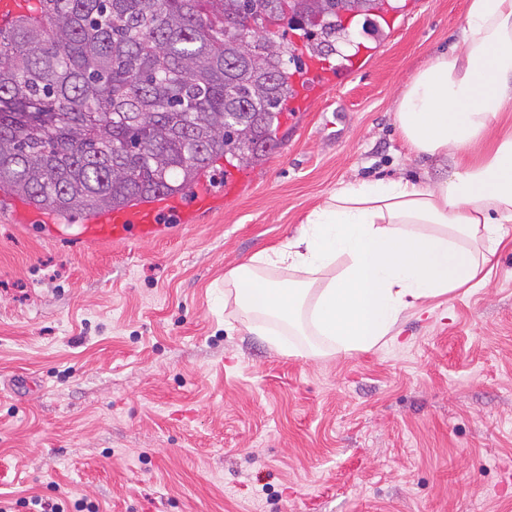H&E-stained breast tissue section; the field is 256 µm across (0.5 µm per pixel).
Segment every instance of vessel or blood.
Masks as SVG:
<instances>
[{
	"label": "vessel or blood",
	"instance_id": "obj_1",
	"mask_svg": "<svg viewBox=\"0 0 512 512\" xmlns=\"http://www.w3.org/2000/svg\"><path fill=\"white\" fill-rule=\"evenodd\" d=\"M375 53L373 47L360 46L355 54L348 57L343 68L344 76L350 78L362 72ZM333 81L334 77L324 63L313 57H304L301 70L293 76L296 94L289 99L287 112L305 111L309 102L321 96ZM252 181L253 177L248 172L233 168L226 170L225 199L236 198ZM213 204L212 196L203 191L188 203L177 196H161L135 208L118 207L105 212L92 223L84 225L80 238L84 241L124 242L135 235L142 240H155L162 237L165 231L164 225L159 222L160 212L175 214L181 223L186 224L195 212L209 209Z\"/></svg>",
	"mask_w": 512,
	"mask_h": 512
}]
</instances>
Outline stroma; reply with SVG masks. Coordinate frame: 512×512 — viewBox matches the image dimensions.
Instances as JSON below:
<instances>
[{
    "instance_id": "1",
    "label": "stroma",
    "mask_w": 512,
    "mask_h": 512,
    "mask_svg": "<svg viewBox=\"0 0 512 512\" xmlns=\"http://www.w3.org/2000/svg\"><path fill=\"white\" fill-rule=\"evenodd\" d=\"M469 0L397 31L358 18L370 65L282 121L233 205L154 241L47 236L0 201V501L97 512H512V241L489 281L406 310L372 350L288 356L224 303V276L294 234L339 183L437 178L400 90Z\"/></svg>"
}]
</instances>
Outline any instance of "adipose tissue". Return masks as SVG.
<instances>
[{"instance_id": "adipose-tissue-1", "label": "adipose tissue", "mask_w": 512, "mask_h": 512, "mask_svg": "<svg viewBox=\"0 0 512 512\" xmlns=\"http://www.w3.org/2000/svg\"><path fill=\"white\" fill-rule=\"evenodd\" d=\"M395 118L410 153L451 158V172L340 184L224 279L280 352H297L286 333L370 350L405 310L486 280L512 223V0H470L458 45L413 74ZM280 269L295 279L268 278Z\"/></svg>"}]
</instances>
